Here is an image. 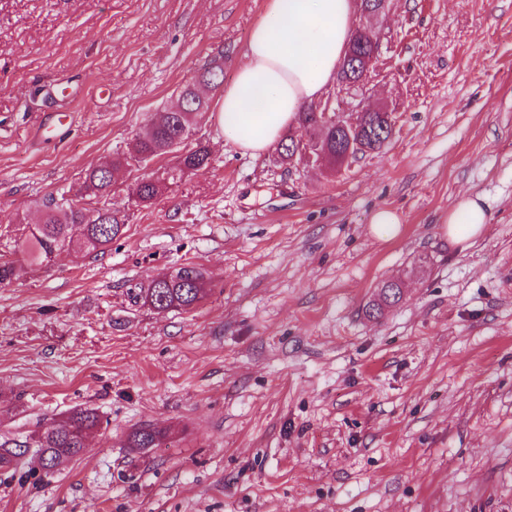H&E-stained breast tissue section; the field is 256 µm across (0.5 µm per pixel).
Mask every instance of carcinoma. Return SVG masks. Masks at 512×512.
Segmentation results:
<instances>
[{"instance_id":"cac0c4a2","label":"carcinoma","mask_w":512,"mask_h":512,"mask_svg":"<svg viewBox=\"0 0 512 512\" xmlns=\"http://www.w3.org/2000/svg\"><path fill=\"white\" fill-rule=\"evenodd\" d=\"M369 39L355 35L346 52L352 54L357 66H362L372 55ZM178 104L157 113V117L143 134L137 136L128 151L112 157L105 164L89 171L83 182V192L91 199L109 196L114 174L132 162L146 163L172 153L189 139L198 120L208 110L205 100H195L188 87L179 92ZM335 113L329 103L308 106L298 113L297 123L311 133V139L320 142L324 151V163L336 169V153L348 148L349 142L357 143L351 155L376 151L389 138L392 115L374 113L360 118V131L348 137L346 130L331 123L320 125L318 120L324 113ZM209 152L202 145L188 149L177 156L176 165L167 172V179L175 181L185 173L197 171L208 164ZM161 190V181L141 179L133 189L136 198L145 204L151 203ZM45 216L40 224L30 229V234L20 244L21 252L31 262L52 260L55 255L71 249L89 253H105L112 240L120 236L125 228L123 219L107 206L89 209L74 202L59 203L49 198L45 203ZM405 282L401 279L382 283L373 300L368 304V313L380 316L386 308L399 302L404 293ZM206 292L205 272L199 266L187 263L172 272L151 278L145 284L135 286L132 292L134 303H142L159 310H189L200 302ZM100 424L99 415L91 408H76L59 419L54 426L35 435L30 442L0 444V465L17 470L24 466L23 449L31 446L49 450L42 459L45 473L79 456L78 449L86 447V439ZM165 439V432L150 426L136 429L131 434L133 448H150Z\"/></svg>"}]
</instances>
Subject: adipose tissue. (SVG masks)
Segmentation results:
<instances>
[{"mask_svg":"<svg viewBox=\"0 0 512 512\" xmlns=\"http://www.w3.org/2000/svg\"><path fill=\"white\" fill-rule=\"evenodd\" d=\"M354 0H267L252 29L247 61L224 92L225 142L257 155L278 143L304 104L336 76L354 27ZM490 220L475 199L449 211V243L478 237Z\"/></svg>","mask_w":512,"mask_h":512,"instance_id":"adipose-tissue-1","label":"adipose tissue"}]
</instances>
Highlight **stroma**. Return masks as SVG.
Listing matches in <instances>:
<instances>
[{
	"mask_svg": "<svg viewBox=\"0 0 512 512\" xmlns=\"http://www.w3.org/2000/svg\"><path fill=\"white\" fill-rule=\"evenodd\" d=\"M266 0H0V256L78 200L86 172L126 151L216 56L232 82ZM364 84L340 110L386 106L392 137L329 171L225 143L223 90L187 142L204 167L149 205L131 194L166 155L120 170L126 227L108 250L23 262L0 285V442L73 408L88 446L45 474L0 473V512H512V0H392ZM68 82L72 131L37 137L44 89ZM491 220L449 244L464 197ZM395 211L398 233L371 218ZM416 277L407 272L418 259ZM186 263L190 310L131 288ZM404 297L366 313L383 282ZM166 430L133 448L140 426ZM371 224H373L374 230L378 235L383 237L393 236L398 231L400 219L395 212L382 209L373 214Z\"/></svg>",
	"mask_w": 512,
	"mask_h": 512,
	"instance_id": "1",
	"label": "stroma"
}]
</instances>
